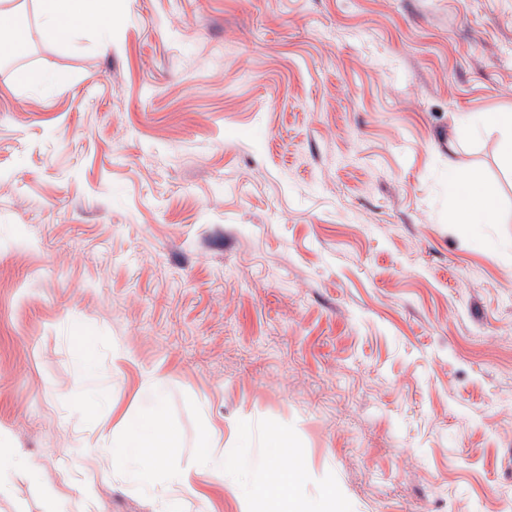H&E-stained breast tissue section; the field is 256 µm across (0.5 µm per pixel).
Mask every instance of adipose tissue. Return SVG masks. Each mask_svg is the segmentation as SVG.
Returning a JSON list of instances; mask_svg holds the SVG:
<instances>
[{"mask_svg": "<svg viewBox=\"0 0 512 512\" xmlns=\"http://www.w3.org/2000/svg\"><path fill=\"white\" fill-rule=\"evenodd\" d=\"M36 24L42 35L65 42L76 30L91 26L101 38H108L112 0H35ZM29 39V29L20 18L18 0H0V58L13 57ZM469 135L483 130L498 132V158L512 172V111L466 113L459 120ZM455 220L460 224H497L501 221L497 189L481 172L471 171L453 181ZM125 429L121 443L125 456L140 460L145 469H153L164 458L174 434L163 423L161 408H154L145 418L120 414Z\"/></svg>", "mask_w": 512, "mask_h": 512, "instance_id": "obj_1", "label": "adipose tissue"}]
</instances>
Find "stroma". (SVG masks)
<instances>
[{"label":"stroma","instance_id":"1","mask_svg":"<svg viewBox=\"0 0 512 512\" xmlns=\"http://www.w3.org/2000/svg\"><path fill=\"white\" fill-rule=\"evenodd\" d=\"M45 80L17 86L16 73ZM512 0H112L0 61V512H512ZM480 168L501 221L459 224ZM163 402L144 474L115 413ZM211 463L208 496L167 470ZM302 475L255 496L268 443ZM459 124L471 136H477L489 128L496 130L499 133L497 141L499 161L508 172H512V111L469 112L461 116Z\"/></svg>","mask_w":512,"mask_h":512}]
</instances>
